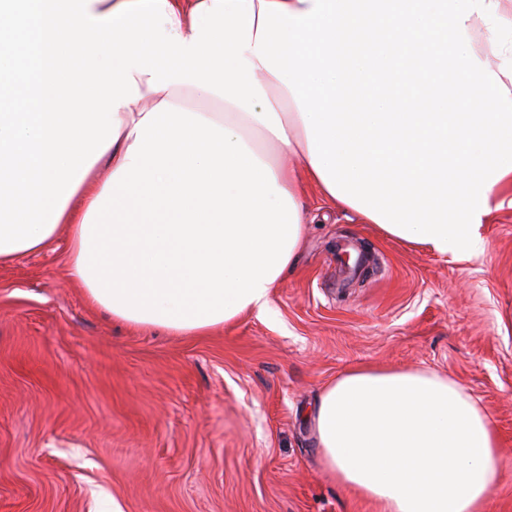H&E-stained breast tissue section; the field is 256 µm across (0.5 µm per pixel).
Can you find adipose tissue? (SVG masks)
Instances as JSON below:
<instances>
[{
	"label": "adipose tissue",
	"instance_id": "1",
	"mask_svg": "<svg viewBox=\"0 0 512 512\" xmlns=\"http://www.w3.org/2000/svg\"><path fill=\"white\" fill-rule=\"evenodd\" d=\"M508 30L501 0H0V265L68 228L91 304L205 334L266 310L309 183L460 257L512 182ZM311 420L381 512H484L501 478L490 416L435 373L349 367Z\"/></svg>",
	"mask_w": 512,
	"mask_h": 512
}]
</instances>
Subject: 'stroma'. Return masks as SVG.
I'll return each mask as SVG.
<instances>
[{"instance_id":"obj_1","label":"stroma","mask_w":512,"mask_h":512,"mask_svg":"<svg viewBox=\"0 0 512 512\" xmlns=\"http://www.w3.org/2000/svg\"><path fill=\"white\" fill-rule=\"evenodd\" d=\"M466 257L384 238L308 194L267 314L204 336L129 327L68 275L70 236L0 266V512H374L309 413L350 366L422 369L488 412L512 512V188Z\"/></svg>"}]
</instances>
